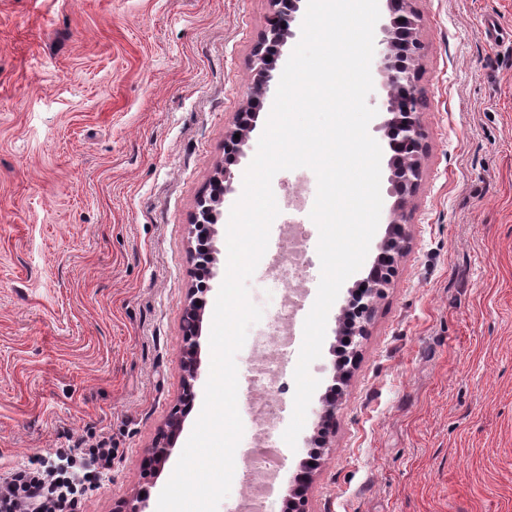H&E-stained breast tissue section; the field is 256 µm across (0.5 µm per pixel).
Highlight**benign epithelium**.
Returning a JSON list of instances; mask_svg holds the SVG:
<instances>
[{
	"label": "benign epithelium",
	"mask_w": 512,
	"mask_h": 512,
	"mask_svg": "<svg viewBox=\"0 0 512 512\" xmlns=\"http://www.w3.org/2000/svg\"><path fill=\"white\" fill-rule=\"evenodd\" d=\"M302 0H269V28L254 49L255 68L250 92L246 102L236 113L233 128L225 136V162L214 176V198L211 204L198 209L194 224L190 225L188 234L197 240L211 241L216 234L213 226L218 220L217 207L223 203L224 193L231 189L233 173L230 165L239 162L245 156L247 145L254 131L257 113L252 104L256 98H265L270 92L275 79L277 61L282 48L288 40L296 37L294 23L300 10ZM389 24L383 26L384 37L380 40L378 51V71L385 77L384 87L387 97L383 102V112L378 130L383 132L391 152L389 183L391 193L396 196L390 214L386 234L379 245V254L367 277L363 281L364 289L356 290L342 311L354 315L349 336L348 358L336 359L332 366V384L322 399L319 413L317 443L318 453L329 448L330 437L335 426L336 401L342 394V384L348 374L345 369L347 360L357 356L358 342L355 338L365 335L366 323L371 317L377 301L384 295L390 285L395 264L402 254L406 238L403 215L411 198L414 196L423 177L422 152L425 131L420 119V100L417 95L419 74L415 68L416 61L423 53L424 46L419 38L421 14L416 7V0H386ZM271 60H266V57ZM240 138H235V135ZM215 251L213 245L206 246L202 252L191 247L190 253L195 263V274L212 279L216 276ZM206 288H191L185 299L189 314L201 313L206 304ZM182 353L183 408L173 415L160 432L156 441L147 450L142 467L148 476L162 471L169 461L175 440L182 431L184 418L193 404L194 386L201 374L200 333L185 334L180 345ZM314 471L301 462L294 477L293 485L288 490L286 501L290 503L289 512H306L305 491L308 489ZM149 508V491L142 489L125 500L116 512H147Z\"/></svg>",
	"instance_id": "benign-epithelium-1"
}]
</instances>
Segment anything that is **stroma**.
I'll return each mask as SVG.
<instances>
[{"instance_id":"stroma-1","label":"stroma","mask_w":512,"mask_h":512,"mask_svg":"<svg viewBox=\"0 0 512 512\" xmlns=\"http://www.w3.org/2000/svg\"><path fill=\"white\" fill-rule=\"evenodd\" d=\"M424 177L407 239L336 404L333 446L307 512H512V0H419ZM268 0H0V480L60 448H111L77 512H112L181 405L188 226L224 162L251 86ZM273 105L265 98L216 226L229 214ZM331 307L319 394L330 383ZM261 320L236 355L239 443L272 441L284 496L311 448L266 436L249 392L282 286L260 261Z\"/></svg>"}]
</instances>
